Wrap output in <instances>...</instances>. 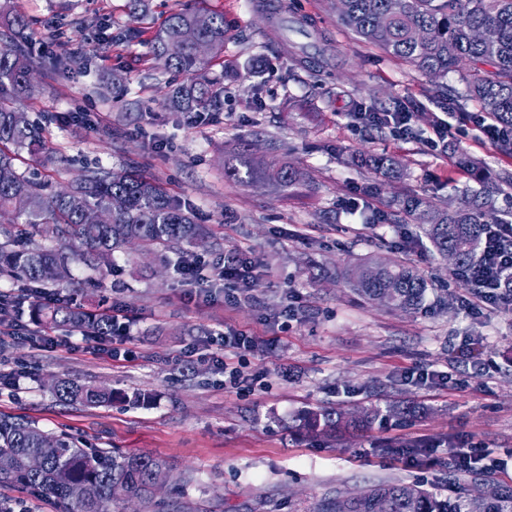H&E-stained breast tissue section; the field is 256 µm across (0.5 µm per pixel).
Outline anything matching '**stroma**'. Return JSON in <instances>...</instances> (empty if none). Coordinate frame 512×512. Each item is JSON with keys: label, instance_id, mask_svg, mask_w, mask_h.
Wrapping results in <instances>:
<instances>
[{"label": "stroma", "instance_id": "obj_1", "mask_svg": "<svg viewBox=\"0 0 512 512\" xmlns=\"http://www.w3.org/2000/svg\"><path fill=\"white\" fill-rule=\"evenodd\" d=\"M224 14V57L204 72L222 88L220 109L192 121L167 108L177 80L156 62L152 40L176 10ZM30 20L33 87L20 102L41 122L52 164L21 153L20 170L40 168L49 190L88 170L134 166L184 201L216 241L204 262L242 251L258 265L251 297L228 304L223 281L208 302L189 300L190 284L158 256L122 250L118 272L87 283L73 268L64 291L88 308L121 304L135 319L124 355L113 343L58 332L39 347L30 303L10 318L19 340L0 346V413L78 437L88 449L120 448L160 456L170 479L156 497L165 512H310L336 491L357 492L390 479L417 481L448 497L451 452L477 446L476 470L512 488V307L472 311L469 292L420 237L399 202L416 193L444 203L477 188L456 160L481 162L487 177L512 173V155L475 126L479 106L449 96L459 76L435 80L360 42L336 15L333 0H149L131 15L128 0H15ZM58 30L67 49L47 39ZM402 104L415 112L414 138L354 126L364 108ZM455 138L430 150L436 123ZM395 161L391 170L369 157ZM260 157L285 160L308 182L288 192L224 175ZM383 214L363 224L349 213ZM415 243L412 255L397 246ZM368 257L408 262L429 283L423 309L406 313L369 302L327 270ZM298 313L284 318L287 305ZM264 338L247 354L249 377L224 385L225 364L212 360L225 329ZM195 344L205 361L185 368L181 348ZM446 373L431 388L417 372ZM52 377L106 385L111 405L60 402ZM143 402L128 403L134 391ZM410 401L424 415L327 442L299 429L318 406L386 407Z\"/></svg>", "mask_w": 512, "mask_h": 512}]
</instances>
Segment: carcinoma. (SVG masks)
<instances>
[{
    "instance_id": "obj_1",
    "label": "carcinoma",
    "mask_w": 512,
    "mask_h": 512,
    "mask_svg": "<svg viewBox=\"0 0 512 512\" xmlns=\"http://www.w3.org/2000/svg\"><path fill=\"white\" fill-rule=\"evenodd\" d=\"M341 23L362 42L382 48L389 56L410 63L423 76L441 78L462 71V96L476 102L502 129L500 145L512 152V0H344ZM26 17L0 9V27L9 43L0 47V280L23 281L29 291L50 294L37 301L34 318L52 328H67L91 336L112 335V322L82 304L61 296L71 276V265L82 264L94 275L114 270L113 253L123 245H138L156 253L174 251L183 267L196 250L211 244L207 228L192 209L170 197L159 183L138 170L114 173L102 167L87 171L63 192L46 191L35 171H20L15 157L25 150L38 153L43 145L41 127L17 107L32 88V61L20 43L28 29ZM193 28L210 45L207 57L194 45L181 42ZM227 31L224 14L192 8L173 12L157 33L153 54L165 70L184 76L168 98L177 112L200 115L220 104V94L197 73L224 54ZM225 174L241 184L269 182L286 192L304 179L288 163L258 159ZM497 188L482 181L463 193L457 205L441 207L423 195L402 200V209L420 224L437 253L457 256L454 272L479 259L484 231L504 224L506 215L495 205ZM107 213L110 223L90 224V211ZM44 240L33 243L35 237ZM361 297L382 299L392 307L415 312L423 304L427 282L408 265L373 260L334 272ZM50 391L60 401L102 406L112 403L107 387L59 378ZM420 412L412 403L385 410L317 408L305 411L300 425L316 438L330 439L341 431L362 432L390 416L411 417ZM41 455L45 468L35 473L27 460ZM0 457L12 461L0 472L1 486H18L52 503L57 512H112L116 498L111 488L122 485L127 499L150 503L152 474L168 469L159 458L120 451H88L66 433L43 430L19 417L0 415ZM482 494L467 493L440 500L415 482L384 481L354 495L336 493L320 500L312 512H512V493L482 477Z\"/></svg>"
}]
</instances>
